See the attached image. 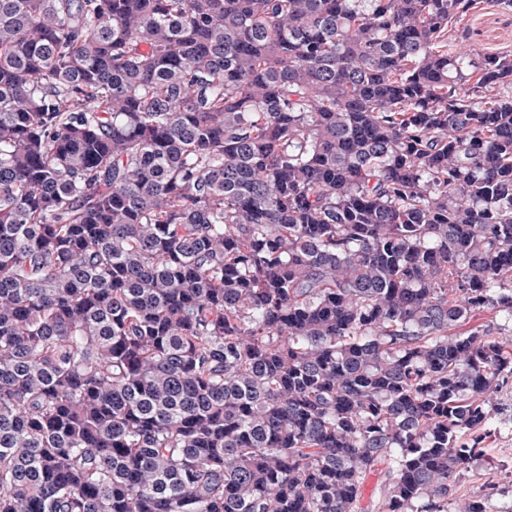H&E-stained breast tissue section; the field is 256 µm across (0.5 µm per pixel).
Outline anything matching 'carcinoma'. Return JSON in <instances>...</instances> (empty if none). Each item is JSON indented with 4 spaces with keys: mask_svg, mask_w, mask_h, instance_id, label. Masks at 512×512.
Here are the masks:
<instances>
[{
    "mask_svg": "<svg viewBox=\"0 0 512 512\" xmlns=\"http://www.w3.org/2000/svg\"><path fill=\"white\" fill-rule=\"evenodd\" d=\"M479 5L0 0V512H485L512 52L464 43Z\"/></svg>",
    "mask_w": 512,
    "mask_h": 512,
    "instance_id": "carcinoma-1",
    "label": "carcinoma"
}]
</instances>
